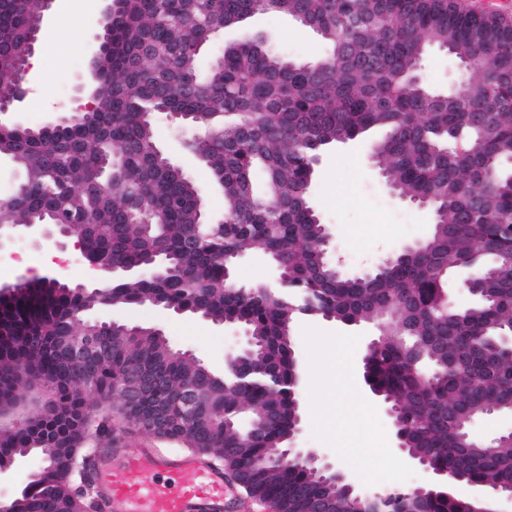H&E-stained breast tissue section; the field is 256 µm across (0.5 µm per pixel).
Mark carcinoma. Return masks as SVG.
<instances>
[{"label":"carcinoma","instance_id":"cac0c4a2","mask_svg":"<svg viewBox=\"0 0 512 512\" xmlns=\"http://www.w3.org/2000/svg\"><path fill=\"white\" fill-rule=\"evenodd\" d=\"M309 16L326 41V57L297 62L270 51L260 37L228 45L201 72L205 48L222 28L256 14ZM38 31L27 0H0V40L12 60L0 67L8 80L26 63ZM105 49L93 59L89 112L37 127L0 132V156L24 173L26 192L0 208V224H38L57 217L90 252L106 251L124 264L149 255L154 241L124 227L122 206L148 204L156 236L166 243L171 274L161 281L112 282L102 298L74 294L64 283L44 285L0 308L11 336L0 348V403L16 397L22 374L50 385V401L20 431L0 434V445L29 448L53 475L55 496L32 479L16 501L19 512H93V496L69 473L90 428L112 435V417L83 419L87 389L112 399L126 370L161 372L171 385L198 379L206 366L154 336L116 350L112 360L89 372L64 360L54 343L82 329L96 307L137 306L148 296L170 300L187 313H220L244 325L257 341V370L212 394L213 407L246 409L267 422L262 439L240 447L236 432L192 428L174 412L161 435L222 464L247 479L249 501L259 497L275 512H311L297 491L313 487L334 493L301 465L252 459L270 457L296 412L292 382L298 372L291 343L293 321L303 315L331 317L348 325L394 313L409 327L411 341H393L363 363L369 387L394 396L399 421L414 429L408 451L422 455L456 483L477 482L512 491V443L466 453L451 437V421L477 418L489 408L512 411V360L490 342L512 331V281L488 280L477 301L446 306L445 278L438 273L466 261L478 274L495 262L484 236L486 224H512V26L497 17L465 14L454 0H120L101 26ZM442 48L460 66L456 99L429 98L409 88V79L432 48ZM473 112H490L478 125ZM193 116L200 137L192 144L211 179L224 193V223L203 230L195 249L184 236L206 225L201 194L192 179L156 159L158 135L152 113ZM224 129V143L208 136ZM374 127L387 129L373 154L385 182L400 197L435 204L425 245L358 279L315 272L312 247L327 233L310 201L315 158ZM119 155L122 175L99 168ZM258 249L285 259L287 280L275 288H238L225 276L224 258ZM438 352L447 374L434 380L417 362L413 346ZM378 512H469L465 499L410 498L400 491L379 500Z\"/></svg>","mask_w":512,"mask_h":512}]
</instances>
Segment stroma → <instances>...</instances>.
Masks as SVG:
<instances>
[{
  "label": "stroma",
  "mask_w": 512,
  "mask_h": 512,
  "mask_svg": "<svg viewBox=\"0 0 512 512\" xmlns=\"http://www.w3.org/2000/svg\"><path fill=\"white\" fill-rule=\"evenodd\" d=\"M106 0H90L76 16L66 9L60 15L57 36L43 47L40 69L51 83V95L43 99L27 92L18 112H0V123L36 126L59 113L78 112L85 99L78 90L88 83V62L96 47L95 34ZM264 37L269 47L295 61H311L327 53L325 42L304 29L293 18L282 15L254 16L247 29L227 28L207 48L204 62H211L225 45L244 35ZM159 141L201 186L210 223L224 220V195L211 181L207 170L184 149L195 130L174 125L158 115ZM383 136L371 130L360 138L323 149L315 166L312 203L327 226L331 247L343 259L342 271L354 276L376 265L405 243L427 238L432 217L427 210L393 195L368 156ZM38 275L53 274L69 284H89V271L74 262L79 252L75 242L65 247L45 243L35 247ZM94 321L117 320L161 328L175 348L193 356L215 372L224 369V357L235 344L236 329L218 326L189 315H176L160 308L133 306L126 309L100 308L90 315ZM370 325L347 326L334 320L306 316L291 328L292 343L301 370L299 409L301 432L295 443L325 455L346 473L358 491L373 490L384 495L407 490L426 481V474L411 467L405 457H384L375 440H393L394 430L362 378V356Z\"/></svg>",
  "instance_id": "1"
}]
</instances>
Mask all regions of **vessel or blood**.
<instances>
[{"mask_svg":"<svg viewBox=\"0 0 512 512\" xmlns=\"http://www.w3.org/2000/svg\"><path fill=\"white\" fill-rule=\"evenodd\" d=\"M94 492L107 512H222L237 499L222 469L193 454L136 445L119 456H96Z\"/></svg>","mask_w":512,"mask_h":512,"instance_id":"vessel-or-blood-1","label":"vessel or blood"}]
</instances>
